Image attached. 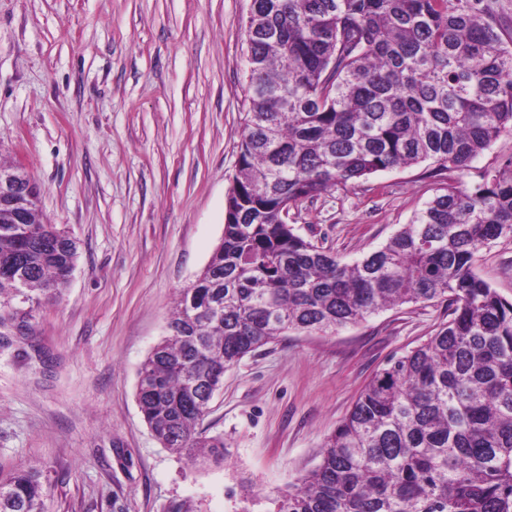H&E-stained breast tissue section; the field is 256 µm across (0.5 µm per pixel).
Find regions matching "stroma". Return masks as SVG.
Wrapping results in <instances>:
<instances>
[{"mask_svg":"<svg viewBox=\"0 0 512 512\" xmlns=\"http://www.w3.org/2000/svg\"><path fill=\"white\" fill-rule=\"evenodd\" d=\"M249 0H0V165L24 164L51 223L79 245L29 343L0 354V479L36 468L47 512H233L287 490L387 360L433 336L445 303L327 332H289L224 374L202 427L224 460L164 448L135 400L178 294L224 232L246 97ZM427 164L292 207L297 232L351 264L409 223ZM479 275L512 301V240ZM50 356L40 366L33 346Z\"/></svg>","mask_w":512,"mask_h":512,"instance_id":"obj_1","label":"stroma"}]
</instances>
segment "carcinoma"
Wrapping results in <instances>:
<instances>
[{
    "instance_id": "obj_1",
    "label": "carcinoma",
    "mask_w": 512,
    "mask_h": 512,
    "mask_svg": "<svg viewBox=\"0 0 512 512\" xmlns=\"http://www.w3.org/2000/svg\"><path fill=\"white\" fill-rule=\"evenodd\" d=\"M498 0H254L247 98L224 234L182 289L135 398L155 438L224 459L200 430L224 371L290 331H325L441 300L448 322L391 358L326 439L320 462L267 512H512V302L477 273L512 240V157L459 176L512 135V20ZM458 178L381 248L341 263L288 223L291 207L398 167ZM0 199V327L26 335L55 301L78 243L27 236ZM35 470L0 482V512H46Z\"/></svg>"
}]
</instances>
